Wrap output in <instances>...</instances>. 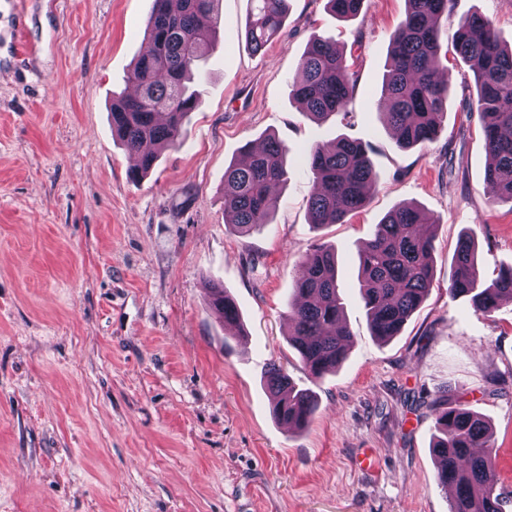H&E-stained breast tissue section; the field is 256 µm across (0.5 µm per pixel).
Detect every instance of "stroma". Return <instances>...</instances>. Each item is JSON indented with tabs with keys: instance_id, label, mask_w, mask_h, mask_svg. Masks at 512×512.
<instances>
[{
	"instance_id": "35a3bbf8",
	"label": "stroma",
	"mask_w": 512,
	"mask_h": 512,
	"mask_svg": "<svg viewBox=\"0 0 512 512\" xmlns=\"http://www.w3.org/2000/svg\"><path fill=\"white\" fill-rule=\"evenodd\" d=\"M150 0H0V512H448L432 452L438 402L486 419L497 488L512 493V303L485 316L448 292L471 229L485 279L512 266V203L484 182L485 141L456 56L477 12L512 45V0H452L439 23L455 82L434 142L396 146L382 115L390 38L406 0H289L265 51L244 41L248 0H221L218 46L198 66L200 105L179 147L131 180L112 98L146 48ZM357 73L348 113L319 122L290 95L312 35ZM275 136L288 179L271 224L242 237L224 218V170ZM346 137L377 173L368 203L314 227L304 153ZM400 204L439 220L433 282L399 336L370 333L358 246ZM336 251L348 356L317 380L288 344L294 264ZM223 285L233 333L208 305ZM318 396L295 432L272 417L265 373Z\"/></svg>"
}]
</instances>
